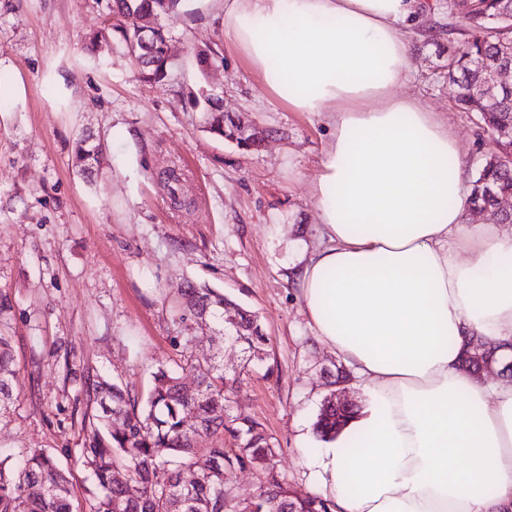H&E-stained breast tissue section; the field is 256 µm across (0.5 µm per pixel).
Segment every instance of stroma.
<instances>
[{"mask_svg": "<svg viewBox=\"0 0 512 512\" xmlns=\"http://www.w3.org/2000/svg\"><path fill=\"white\" fill-rule=\"evenodd\" d=\"M419 2L411 76L395 92L447 122L472 176L487 148L443 75L459 20L435 0ZM102 25L92 0H0V290L10 303L0 327L18 381L0 449L54 452L74 501L85 502L84 382L101 375L145 392L152 373L179 358L173 303L191 280L258 314L269 357L230 407L264 424L279 479L310 494L300 445L320 443L324 373L340 358L314 341L288 272L317 243L311 185L329 132L320 116L268 99L225 49L218 0H183L167 19L177 63L156 86L140 82L120 47L85 49L82 35ZM204 46L214 54L202 65L194 51ZM193 92L263 130V141L244 147L206 131ZM84 132L107 152L89 178L71 163ZM169 168L181 177L178 209L164 188Z\"/></svg>", "mask_w": 512, "mask_h": 512, "instance_id": "35a3bbf8", "label": "stroma"}]
</instances>
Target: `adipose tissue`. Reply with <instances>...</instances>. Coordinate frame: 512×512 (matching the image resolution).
<instances>
[{
	"label": "adipose tissue",
	"instance_id": "obj_1",
	"mask_svg": "<svg viewBox=\"0 0 512 512\" xmlns=\"http://www.w3.org/2000/svg\"><path fill=\"white\" fill-rule=\"evenodd\" d=\"M224 46L269 98L321 116L319 243L291 269L316 342L366 406L309 464L331 512H512V229L471 224L459 144L404 81L416 0H221Z\"/></svg>",
	"mask_w": 512,
	"mask_h": 512
}]
</instances>
